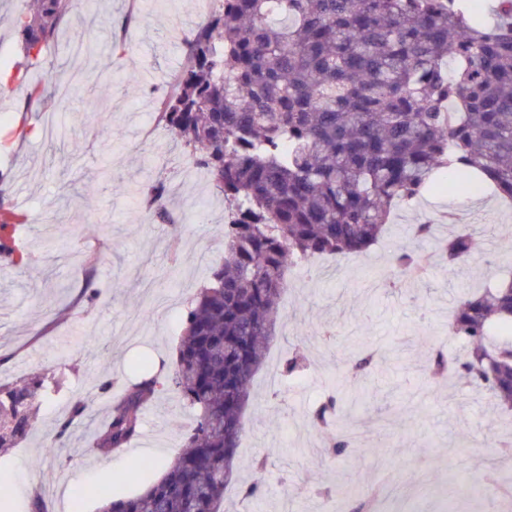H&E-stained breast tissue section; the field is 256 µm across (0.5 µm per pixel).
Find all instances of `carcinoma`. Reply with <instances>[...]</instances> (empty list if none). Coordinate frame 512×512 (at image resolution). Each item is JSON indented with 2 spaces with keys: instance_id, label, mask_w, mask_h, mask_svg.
I'll list each match as a JSON object with an SVG mask.
<instances>
[{
  "instance_id": "1",
  "label": "carcinoma",
  "mask_w": 512,
  "mask_h": 512,
  "mask_svg": "<svg viewBox=\"0 0 512 512\" xmlns=\"http://www.w3.org/2000/svg\"><path fill=\"white\" fill-rule=\"evenodd\" d=\"M70 0H37L18 21L27 53L52 39ZM185 38L186 64L159 119L224 196V260L213 266L182 319L172 370L138 360L140 380L112 403L93 447L119 451L138 437L141 412L163 391L196 411L185 451L142 494L99 492L100 512H224L251 385L278 330L288 274L319 255H360L391 213L441 187L471 191L490 182L512 201V0L488 22L468 0H216ZM454 67L448 68V60ZM168 191L145 198L169 223ZM476 227L459 225L439 252L450 267L470 261ZM425 257L396 250L384 279L413 281ZM465 343L456 364L512 404V277L464 297L449 325ZM384 364L361 345L341 361V387L313 414L336 433L328 457L353 449L342 387L365 394ZM451 361L434 350L431 379ZM44 379L0 385V461L31 429ZM76 402L49 450L65 447ZM373 510L339 484L326 490Z\"/></svg>"
}]
</instances>
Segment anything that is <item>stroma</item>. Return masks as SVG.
Returning <instances> with one entry per match:
<instances>
[{"instance_id":"obj_1","label":"stroma","mask_w":512,"mask_h":512,"mask_svg":"<svg viewBox=\"0 0 512 512\" xmlns=\"http://www.w3.org/2000/svg\"><path fill=\"white\" fill-rule=\"evenodd\" d=\"M33 0H0V193L23 202L38 232L21 238L24 265L0 271V384L46 376L47 395L29 435L9 454L0 479L8 512H31L35 497L50 512H98L99 485L133 496L159 479L178 456L193 412L175 393L143 411L146 446L132 452L46 453L73 400L91 406L72 427L107 418L110 396L135 382L136 361L174 363L182 316L224 254V197L159 120L162 100L185 63L182 38L211 10L212 0H72L56 36L40 55H26L16 22ZM84 71L68 99L49 94L27 110L31 84L66 82ZM84 147L71 157L64 139ZM163 181L174 223L149 219L141 194ZM481 227L471 265L442 264L436 244L450 235L445 216ZM437 218L424 245L430 264L412 285L362 286L379 279L397 247L415 248L407 227ZM512 253V204L491 191L435 192L398 208L387 235L360 257L314 259L290 274L282 326L256 375L244 412L239 484L226 512H320L318 484L386 486L412 512H512V473L490 469L512 441V414L493 417L488 390L456 376L428 385L427 358L440 345L456 354L448 319L464 289L504 276ZM99 289L80 295L82 273ZM366 342L385 354L366 406L350 407L361 433L354 453L327 458L310 419L330 388L344 352ZM310 367L267 388L268 370L283 367L294 347ZM111 381L110 395L99 385ZM262 495L242 500V485Z\"/></svg>"}]
</instances>
